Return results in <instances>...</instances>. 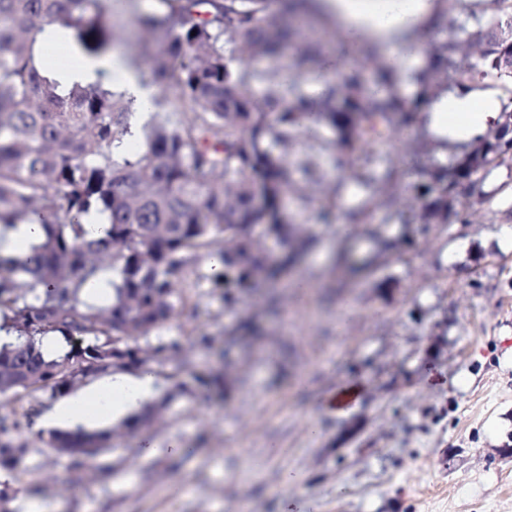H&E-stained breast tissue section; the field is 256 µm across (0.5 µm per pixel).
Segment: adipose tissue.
Segmentation results:
<instances>
[{"label": "adipose tissue", "instance_id": "1", "mask_svg": "<svg viewBox=\"0 0 512 512\" xmlns=\"http://www.w3.org/2000/svg\"><path fill=\"white\" fill-rule=\"evenodd\" d=\"M321 8L349 41H378L385 61L396 69L403 87L413 88V75L423 63L416 38L435 9L434 0H322ZM102 76L135 102L146 101L150 95L137 75L112 57L83 61L63 72L61 82L67 87ZM500 107L501 94L492 87L443 92L427 104L419 119L439 144H462L482 133L497 118ZM157 394L152 374L121 373L92 384L78 396L59 401L42 421L50 426L89 427L95 425V418L81 419L77 412L92 400L108 398L112 416L123 418L141 412Z\"/></svg>", "mask_w": 512, "mask_h": 512}]
</instances>
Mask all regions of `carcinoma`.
<instances>
[{
    "label": "carcinoma",
    "instance_id": "carcinoma-1",
    "mask_svg": "<svg viewBox=\"0 0 512 512\" xmlns=\"http://www.w3.org/2000/svg\"><path fill=\"white\" fill-rule=\"evenodd\" d=\"M109 0H0V241L35 215L44 239L26 256L0 252V396L54 397L77 379L162 367L180 359L175 339L151 337L184 305L183 275L224 236V306L240 297L275 304L267 284L310 246L298 217L336 219V202L361 194L350 224H451L470 213L476 184L512 161V0H437L424 48L427 64L409 97L371 43L340 40L348 65L307 93L327 43L319 0H160L143 13L139 56H126L156 88L150 119L136 131L133 101L102 81L61 88L45 64L41 36L76 60L119 52ZM267 61L262 67L253 60ZM496 85L497 120L445 158L419 124L440 90ZM412 129L402 157L381 146ZM409 193L402 208L395 189ZM96 209L110 224L87 237L79 216ZM280 249L271 260L251 230ZM108 270V305L85 291ZM17 416H0V469L20 470L28 445L9 437ZM107 433L48 432L79 473L110 447Z\"/></svg>",
    "mask_w": 512,
    "mask_h": 512
}]
</instances>
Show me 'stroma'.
I'll return each mask as SVG.
<instances>
[{
	"label": "stroma",
	"mask_w": 512,
	"mask_h": 512,
	"mask_svg": "<svg viewBox=\"0 0 512 512\" xmlns=\"http://www.w3.org/2000/svg\"><path fill=\"white\" fill-rule=\"evenodd\" d=\"M473 195L466 221L382 258L368 225H311L273 313L184 282L188 306L160 330L184 364L156 375L157 420L105 421L113 446L79 473L31 422L25 470L0 484L7 512H512V170ZM341 247L361 272L336 265ZM247 317L257 334L225 350ZM228 365V389L200 385ZM346 386L352 405L328 404Z\"/></svg>",
	"instance_id": "35a3bbf8"
}]
</instances>
